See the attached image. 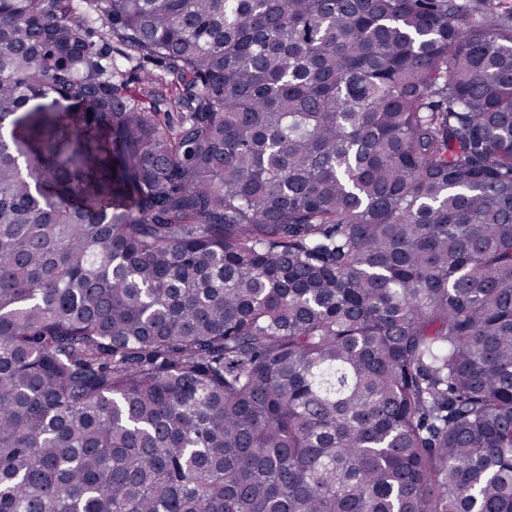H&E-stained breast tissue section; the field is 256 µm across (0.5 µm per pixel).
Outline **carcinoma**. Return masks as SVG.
Listing matches in <instances>:
<instances>
[{"mask_svg":"<svg viewBox=\"0 0 512 512\" xmlns=\"http://www.w3.org/2000/svg\"><path fill=\"white\" fill-rule=\"evenodd\" d=\"M0 512H512V12L0 0ZM112 59H115L128 90L139 101L141 106L150 112H160L162 115L163 113L170 112L171 122L175 123L177 116L175 110L170 108L169 93L163 92L167 97L155 96L152 98H143L138 95V90L145 84L146 76L158 77L163 74L161 65L142 59L127 60L114 50H112Z\"/></svg>","mask_w":512,"mask_h":512,"instance_id":"1","label":"carcinoma"}]
</instances>
